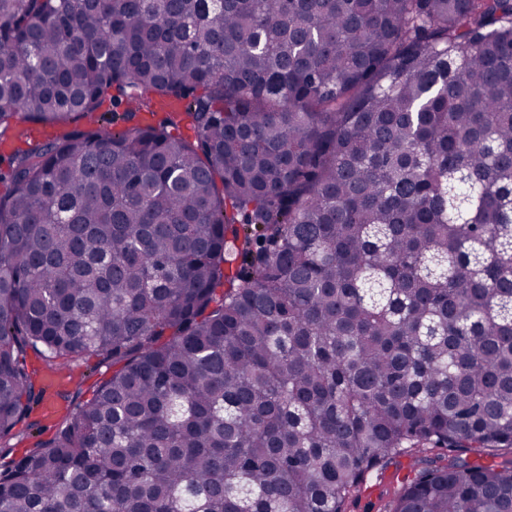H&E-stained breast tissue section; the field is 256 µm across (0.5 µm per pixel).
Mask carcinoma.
<instances>
[{"instance_id":"cac0c4a2","label":"carcinoma","mask_w":512,"mask_h":512,"mask_svg":"<svg viewBox=\"0 0 512 512\" xmlns=\"http://www.w3.org/2000/svg\"><path fill=\"white\" fill-rule=\"evenodd\" d=\"M2 144L0 512H512V0H0ZM77 386L65 384L59 390L65 393L64 400L55 396V402L64 410H76L80 404L92 396L96 386L111 376L112 359L103 356H89L71 363ZM44 401H45V398L40 403L39 406L38 405L35 406L34 411L31 414L30 418L25 420L24 422H22L18 426V428H20V429H27V432H30L31 434L34 435L33 438H31L26 443H24L22 445H19L18 447L13 448V449L2 448L3 452L2 453L0 452V465L2 464V462H4L6 464L11 459H13L15 457H18L21 454H23L24 451L28 448L29 444H31L35 440L48 438V437H50L54 433L55 428H56V424L59 421V418H60V416L62 414L59 415L55 419L49 420L48 422L45 421L41 417V414H40V408H41V405L43 404ZM33 422H36L37 425L32 427L31 429H28V425L33 423ZM443 450L423 452L413 449L387 462L383 469L368 476L348 499L345 512H391L402 485L422 466L421 459H432Z\"/></svg>"}]
</instances>
